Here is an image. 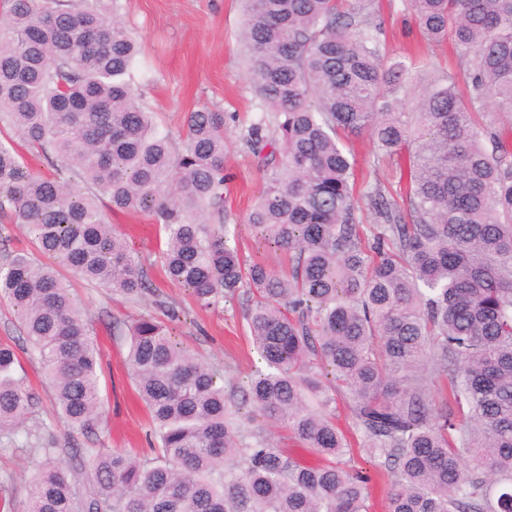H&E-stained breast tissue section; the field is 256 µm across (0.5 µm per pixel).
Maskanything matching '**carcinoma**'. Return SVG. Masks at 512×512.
Instances as JSON below:
<instances>
[{"label":"carcinoma","instance_id":"obj_1","mask_svg":"<svg viewBox=\"0 0 512 512\" xmlns=\"http://www.w3.org/2000/svg\"><path fill=\"white\" fill-rule=\"evenodd\" d=\"M110 3L0 5V122L49 169L28 168L0 134V219L35 234L0 264V299L65 431L93 432L100 351L67 276L131 301L152 293L123 234L97 219L102 207L146 214L169 282L204 308L240 304L262 368L228 387L164 322L136 320L127 364L152 456L80 449L83 492L56 441L27 431L42 462L23 512H370L376 474L389 478L387 512H512V150L483 122L512 114V0H406L427 42L458 52V71L440 76L387 56L372 0H243L264 109L244 135L264 179L246 223L286 272L244 260L224 214V113L159 132L130 83L136 39ZM363 133L408 179L401 201L378 185L362 194L370 244L346 150ZM340 397L373 475L340 466ZM32 407L1 342L0 436L22 433ZM268 422L314 460L279 448Z\"/></svg>","mask_w":512,"mask_h":512}]
</instances>
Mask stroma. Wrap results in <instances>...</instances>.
<instances>
[{
	"instance_id": "obj_1",
	"label": "stroma",
	"mask_w": 512,
	"mask_h": 512,
	"mask_svg": "<svg viewBox=\"0 0 512 512\" xmlns=\"http://www.w3.org/2000/svg\"><path fill=\"white\" fill-rule=\"evenodd\" d=\"M118 16L141 45L132 83L145 107L154 112L160 132L179 134L188 113L197 109L234 114L235 119L228 122L226 130L227 166L233 179L224 191V208L231 222L243 227L261 190L263 172L257 158L241 141L243 130L262 113L251 88L240 42L241 0H119ZM375 20L382 27L381 40L389 56L401 57L415 51L429 75L456 68L455 50L445 43L427 44L405 0H376ZM352 149L355 169L366 174L368 184L380 185L396 197L405 193L406 178L401 177L392 158L376 152L369 135L354 139ZM102 218L125 234L162 300L182 309L180 321L173 324L175 336L204 361L221 369L227 380L245 382L258 360L241 308H202L188 290L170 284L158 259L156 227L147 217L106 210ZM241 243L245 256L276 267L282 265L281 252L255 241L244 227ZM73 289L86 305L101 348L106 422L92 437L79 432L66 434L54 424L49 383L40 365L30 357L11 308L0 302V341L16 345L35 397L27 426H48L68 456L75 449L91 446L128 448L139 456H148L147 414L137 399L126 366L127 338L121 330L140 317L159 315L160 310L152 299L132 302L109 289L79 280L74 281ZM34 471L32 454L0 438V483H7L16 501H23L25 481Z\"/></svg>"
}]
</instances>
